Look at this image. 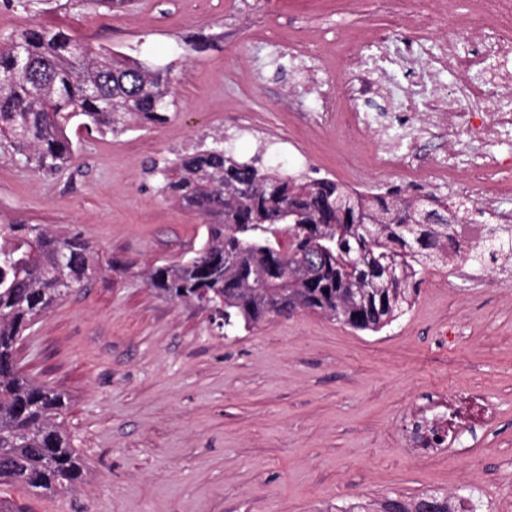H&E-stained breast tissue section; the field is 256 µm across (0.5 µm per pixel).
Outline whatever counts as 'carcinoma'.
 <instances>
[{
  "label": "carcinoma",
  "instance_id": "obj_1",
  "mask_svg": "<svg viewBox=\"0 0 512 512\" xmlns=\"http://www.w3.org/2000/svg\"><path fill=\"white\" fill-rule=\"evenodd\" d=\"M169 69L97 51L63 31L29 28L0 38V156L46 174L70 161V130L118 135L164 123ZM161 191L198 213L206 237L178 263L143 268L165 297L219 320L224 336L303 311L356 332L380 333L406 315L435 261L448 260L460 209L399 190L358 192L334 179L297 177L241 162L224 138L157 168ZM512 258V225L488 224L465 261ZM112 271L79 233L0 224V512H20L6 490L61 493L86 465L72 448L67 397L19 371L23 332L71 288ZM468 498L394 493L341 512H456Z\"/></svg>",
  "mask_w": 512,
  "mask_h": 512
}]
</instances>
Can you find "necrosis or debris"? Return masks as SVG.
I'll return each mask as SVG.
<instances>
[{"label": "necrosis or debris", "instance_id": "obj_1", "mask_svg": "<svg viewBox=\"0 0 512 512\" xmlns=\"http://www.w3.org/2000/svg\"><path fill=\"white\" fill-rule=\"evenodd\" d=\"M438 11L452 15L458 32L469 41L460 44L456 35L433 36L410 7L397 16L400 27L413 32L414 41L394 42L389 32L373 26L354 36L352 46H339L336 61L343 72L344 93L331 104L337 122L354 138L375 130L359 97L364 92L386 98L397 106L424 112L432 129L482 140L512 139V12H504L501 0H471L469 8L458 9V0H433ZM445 73L466 76L462 103L449 101L436 89L437 78ZM376 171L403 173L417 180L433 176L439 183H456L460 199H467L464 185L478 182L487 197L512 191L505 179L512 169V156L493 152L449 150L433 168L415 163L398 149L383 148L368 158ZM496 419L494 409L479 394L460 391L441 399L416 415L409 427L406 445L416 454H436L451 448L460 432L487 427Z\"/></svg>", "mask_w": 512, "mask_h": 512}]
</instances>
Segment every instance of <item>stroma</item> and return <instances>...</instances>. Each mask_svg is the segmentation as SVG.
<instances>
[{"instance_id": "1", "label": "stroma", "mask_w": 512, "mask_h": 512, "mask_svg": "<svg viewBox=\"0 0 512 512\" xmlns=\"http://www.w3.org/2000/svg\"><path fill=\"white\" fill-rule=\"evenodd\" d=\"M409 0H136L127 10L53 0L22 11L0 0V36L62 30L169 67L163 124L118 136L80 132L75 159L47 175L0 160V223L80 233L100 275L26 330L23 372L64 393L65 424L89 469L62 494L11 490L25 512H336L398 492L472 490L482 512H512V261L423 274L412 309L382 332L357 333L299 312L225 337L210 316L175 303L121 263L177 262L204 220L164 196L154 165L222 134L243 160L365 190L447 200L452 185L364 170L379 147L335 121H311L335 91L336 36L388 21ZM322 45L317 94L276 46ZM481 386L499 417L440 456L415 459L403 428L433 393Z\"/></svg>"}]
</instances>
